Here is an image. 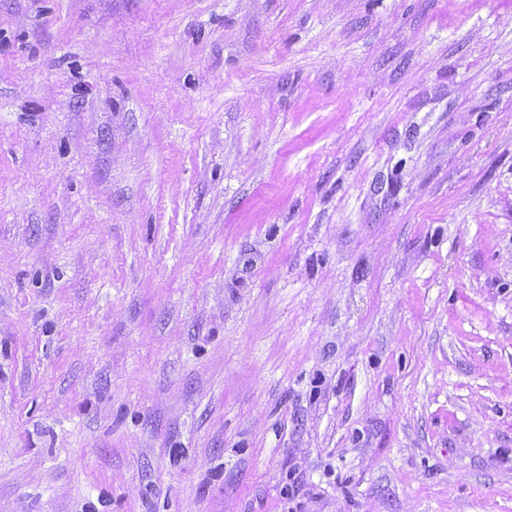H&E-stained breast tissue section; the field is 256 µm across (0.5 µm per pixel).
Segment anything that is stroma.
<instances>
[{
    "label": "stroma",
    "mask_w": 512,
    "mask_h": 512,
    "mask_svg": "<svg viewBox=\"0 0 512 512\" xmlns=\"http://www.w3.org/2000/svg\"><path fill=\"white\" fill-rule=\"evenodd\" d=\"M0 512H512V0H0Z\"/></svg>",
    "instance_id": "1"
}]
</instances>
